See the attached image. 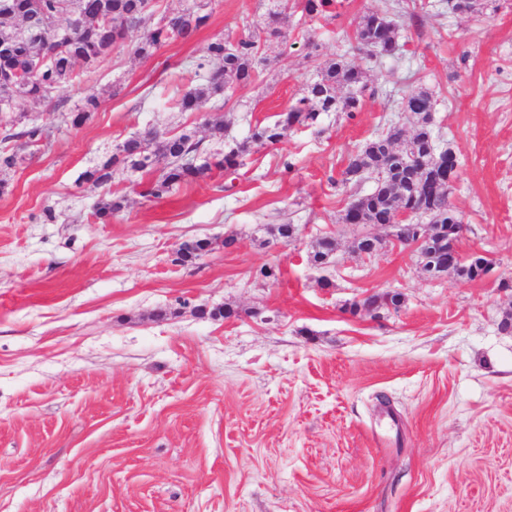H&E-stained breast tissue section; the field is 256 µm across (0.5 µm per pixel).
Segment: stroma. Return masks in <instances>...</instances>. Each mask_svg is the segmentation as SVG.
<instances>
[{
	"instance_id": "35a3bbf8",
	"label": "stroma",
	"mask_w": 512,
	"mask_h": 512,
	"mask_svg": "<svg viewBox=\"0 0 512 512\" xmlns=\"http://www.w3.org/2000/svg\"><path fill=\"white\" fill-rule=\"evenodd\" d=\"M497 5L481 17L443 0H337L332 19L293 8L254 84L224 108L180 112L189 62L265 18L262 0H213L191 39L147 59L116 48L80 86L31 104L25 125L49 139L0 142L20 158L0 171V512H512V0ZM373 7L398 23L400 55L354 53ZM312 43L353 55L376 87L354 118L322 115L247 156L236 179L163 199L137 173L83 180L135 133L192 130L213 152L276 120L315 72ZM84 87L101 107L67 126ZM422 88L459 160L460 247L492 260L480 280L427 279L389 226L340 221L348 154L384 125L411 128L401 101ZM109 196L125 206L104 223L94 207ZM282 223L298 238L267 241L262 226ZM366 229L381 245L355 254ZM323 236L338 248L317 267ZM197 239L208 252L179 262ZM387 292L399 307L359 310ZM309 254L310 262L313 265L328 264L336 254V239L333 237L319 238Z\"/></svg>"
}]
</instances>
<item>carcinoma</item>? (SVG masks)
Here are the masks:
<instances>
[{"instance_id": "obj_1", "label": "carcinoma", "mask_w": 512, "mask_h": 512, "mask_svg": "<svg viewBox=\"0 0 512 512\" xmlns=\"http://www.w3.org/2000/svg\"><path fill=\"white\" fill-rule=\"evenodd\" d=\"M149 0H73V15L84 24L83 32L59 40L56 26L62 20L61 0H0V72H15L14 86L0 95V122L3 137L24 138L35 145L49 137L41 126L14 130V115H24L34 102H51L60 90L75 84L76 66L87 71L96 69L112 50L127 39L131 27L146 20ZM449 11L480 15L488 8L487 0H446ZM303 13L309 17L332 15L336 0H304ZM288 12V0H272L267 18L258 35L238 39L235 47H225L222 38L213 39L206 55L192 61L199 83L178 95L177 110L195 112L210 100L224 99L227 90L252 83L266 59L261 54L262 38H281L285 33L277 27L280 16ZM210 15L205 8L184 0L183 7L172 14L173 27L158 24L132 46L137 57L150 58L172 39L177 29L186 40L206 27ZM355 39L370 57H393L402 50L398 26L387 12L372 8L358 25ZM50 55L43 69L32 70L36 58ZM376 89L369 84L366 71L344 56L323 60L315 77L306 84L302 96L273 123L255 125L246 139L224 144V151L206 153L201 141L190 132L159 134L148 131L133 134L118 144L112 156L83 174L86 182L102 186L111 181L114 171L150 172L154 179L148 195L160 199L221 169L233 175L243 159L257 149L281 142L293 128L312 126L321 115L344 112L352 118L362 110L366 98ZM436 100L427 90L413 92L403 98V111L414 117L412 131L389 124L368 139L347 159L338 184L342 188L359 184L366 176H374L372 189L353 194L341 222L344 224H395L398 211L419 214L427 224H463L453 204V193L435 180L441 167V152L435 146L433 112ZM101 105L99 93L86 90L71 112L62 114V122L77 127ZM124 207V199H102L95 205L97 218L107 220ZM209 247L203 239L187 243L180 259L192 262ZM336 254V239L322 237L310 251V262L316 266L331 262Z\"/></svg>"}]
</instances>
